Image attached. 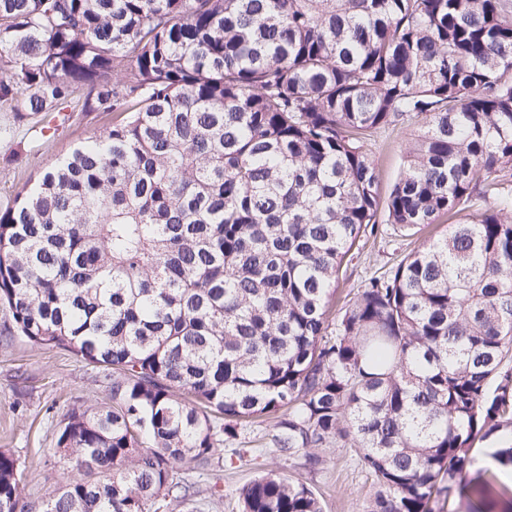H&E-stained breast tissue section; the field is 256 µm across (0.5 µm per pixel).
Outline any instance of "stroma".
Listing matches in <instances>:
<instances>
[{"mask_svg": "<svg viewBox=\"0 0 512 512\" xmlns=\"http://www.w3.org/2000/svg\"><path fill=\"white\" fill-rule=\"evenodd\" d=\"M66 114L65 124L45 130L36 117L18 120L13 103L0 102V208L11 204L78 142L98 135L110 120L109 115L84 112L73 103ZM417 127L412 120L404 131L382 132L369 142L377 162L379 196H387L397 179L406 134ZM384 231L383 241L367 245L349 262L347 278L336 290L337 304L352 297L373 272L409 252L392 225H385ZM111 402L110 380L101 369L58 348L32 347L19 337L0 343V448L11 449L18 457L29 499L40 500L64 479L63 465L52 450L68 409ZM271 473L292 477L299 475L300 468L297 460L271 448H251L240 457L224 450L213 458L209 471H186V478L199 488L191 508L193 512H240L239 491L254 478ZM307 481L320 495L324 512H365L376 491L350 448L326 449L323 466Z\"/></svg>", "mask_w": 512, "mask_h": 512, "instance_id": "35a3bbf8", "label": "stroma"}]
</instances>
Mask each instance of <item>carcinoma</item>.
Segmentation results:
<instances>
[{"label": "carcinoma", "instance_id": "cac0c4a2", "mask_svg": "<svg viewBox=\"0 0 512 512\" xmlns=\"http://www.w3.org/2000/svg\"><path fill=\"white\" fill-rule=\"evenodd\" d=\"M112 125L0 209V339L112 376L40 502L0 448V512H150L257 422L307 474L353 448L367 512L502 500L512 464V0H0V101ZM380 204V131L409 121ZM464 218L331 316L360 243ZM241 512H323L297 478Z\"/></svg>", "mask_w": 512, "mask_h": 512}]
</instances>
